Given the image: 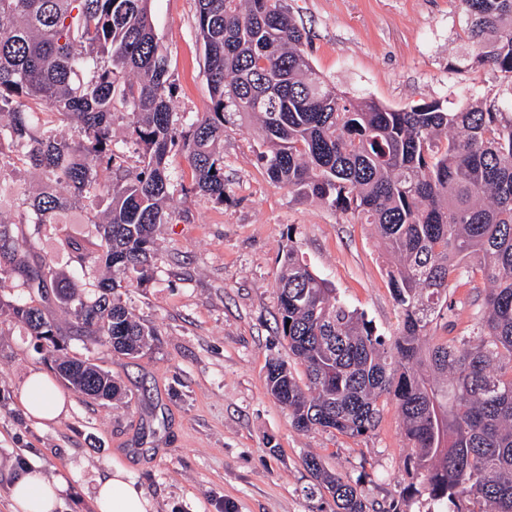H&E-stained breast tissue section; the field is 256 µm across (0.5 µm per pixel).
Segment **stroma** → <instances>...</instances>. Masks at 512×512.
<instances>
[{"instance_id": "obj_1", "label": "stroma", "mask_w": 512, "mask_h": 512, "mask_svg": "<svg viewBox=\"0 0 512 512\" xmlns=\"http://www.w3.org/2000/svg\"><path fill=\"white\" fill-rule=\"evenodd\" d=\"M306 31L314 70L352 96L394 109L446 100L465 104V90L505 101V82L491 67L449 71L463 51L456 0H288ZM153 22L169 52L177 87L173 108L190 126L209 101L195 0H151ZM261 140L249 123L224 130L223 201L193 192L181 152L169 157L171 207L180 217L159 225L154 273L124 289L135 315L155 332L149 348L130 359L108 344L68 339L69 355L90 360L127 391L103 404L59 388L67 403L52 422L25 411L28 378L50 368L19 325L0 323V512H10L9 484L36 462L49 476H71L69 512H92L85 489L123 466L154 512H332L304 465L358 481L370 507L400 499L408 478L406 445L394 405L363 436L296 430L288 411L266 389V365L288 360L276 332V281L288 248L327 279L380 333L401 327L389 284L393 264L370 225L315 199L301 200L268 177ZM474 278L455 292L458 307L447 338L468 333L471 303L483 297Z\"/></svg>"}]
</instances>
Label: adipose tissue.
<instances>
[{
    "instance_id": "obj_1",
    "label": "adipose tissue",
    "mask_w": 512,
    "mask_h": 512,
    "mask_svg": "<svg viewBox=\"0 0 512 512\" xmlns=\"http://www.w3.org/2000/svg\"><path fill=\"white\" fill-rule=\"evenodd\" d=\"M23 406L31 417L51 421L61 413L64 397L51 378L38 373L27 384ZM68 487L65 475L49 477L39 466H27L11 484V512H62ZM92 508L94 512H152L153 505L136 489L128 472L116 466L96 479Z\"/></svg>"
}]
</instances>
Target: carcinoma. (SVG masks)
I'll return each instance as SVG.
<instances>
[{
  "instance_id": "1",
  "label": "carcinoma",
  "mask_w": 512,
  "mask_h": 512,
  "mask_svg": "<svg viewBox=\"0 0 512 512\" xmlns=\"http://www.w3.org/2000/svg\"><path fill=\"white\" fill-rule=\"evenodd\" d=\"M150 0H0V194L18 168L40 175L20 224H58L56 248L85 284L53 260L27 261L37 238L0 218V318L43 343L44 360L79 393L123 396L96 365L62 355L66 334L37 305L53 292L72 332L137 357L155 333L122 300V283L151 275L154 233L168 224V156L182 152L193 189L224 201V128L255 123L267 146L270 180L371 225L397 262L389 271L403 323L386 337L350 307L294 249L277 288L278 331L303 367L272 360L270 394L291 425L360 436L381 408L396 406L407 441L405 500L427 497L429 512H512V115L471 96L403 109L354 98L312 68L304 34L285 0H196L208 111L189 130L174 118L175 86ZM474 51L455 72L490 66L512 91V0H460ZM92 73L85 82L83 75ZM129 110L139 165L128 169L112 139L116 103ZM75 125L65 140L56 123ZM107 210L87 249L60 216L88 194ZM479 272L489 285L471 331L442 339L432 325L454 313L451 283ZM29 299L6 300L8 288ZM304 464L336 512H368L358 483L331 474L316 456Z\"/></svg>"
}]
</instances>
